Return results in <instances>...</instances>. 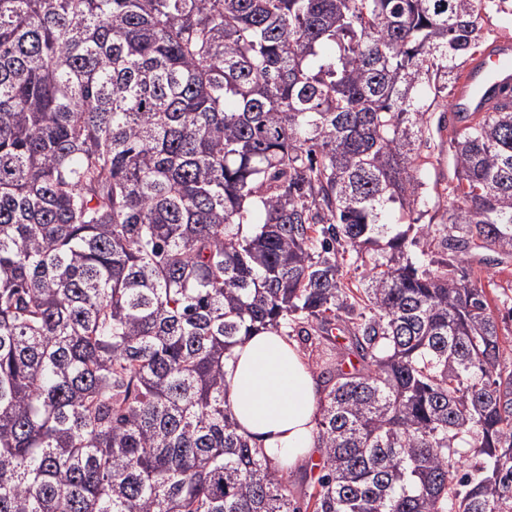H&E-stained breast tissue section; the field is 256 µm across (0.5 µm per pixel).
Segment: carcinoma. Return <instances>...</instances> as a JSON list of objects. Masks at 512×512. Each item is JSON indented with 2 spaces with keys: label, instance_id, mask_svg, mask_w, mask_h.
Returning <instances> with one entry per match:
<instances>
[{
  "label": "carcinoma",
  "instance_id": "carcinoma-1",
  "mask_svg": "<svg viewBox=\"0 0 512 512\" xmlns=\"http://www.w3.org/2000/svg\"><path fill=\"white\" fill-rule=\"evenodd\" d=\"M507 2L0 0V512H301L224 358L314 322L362 368L322 371L307 508L512 512V360L456 265L512 255V102L453 129L448 257L406 253Z\"/></svg>",
  "mask_w": 512,
  "mask_h": 512
}]
</instances>
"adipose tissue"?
Listing matches in <instances>:
<instances>
[{"mask_svg": "<svg viewBox=\"0 0 512 512\" xmlns=\"http://www.w3.org/2000/svg\"><path fill=\"white\" fill-rule=\"evenodd\" d=\"M224 387L239 433L273 465H308L318 444L322 394L293 341L264 332L236 345L224 362Z\"/></svg>", "mask_w": 512, "mask_h": 512, "instance_id": "1", "label": "adipose tissue"}]
</instances>
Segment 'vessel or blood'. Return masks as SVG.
Returning <instances> with one entry per match:
<instances>
[{"label": "vessel or blood", "mask_w": 512, "mask_h": 512, "mask_svg": "<svg viewBox=\"0 0 512 512\" xmlns=\"http://www.w3.org/2000/svg\"><path fill=\"white\" fill-rule=\"evenodd\" d=\"M512 97V42L502 40L490 45L468 67L453 93L456 112H489Z\"/></svg>", "instance_id": "b4317fda"}]
</instances>
